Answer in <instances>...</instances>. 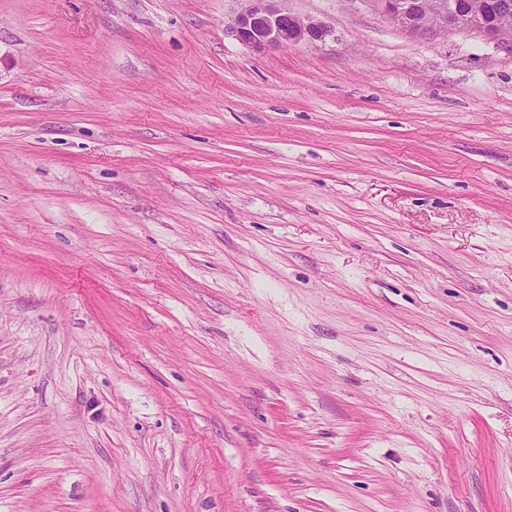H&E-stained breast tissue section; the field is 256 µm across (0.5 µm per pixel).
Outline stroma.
<instances>
[{"label":"stroma","mask_w":512,"mask_h":512,"mask_svg":"<svg viewBox=\"0 0 512 512\" xmlns=\"http://www.w3.org/2000/svg\"><path fill=\"white\" fill-rule=\"evenodd\" d=\"M284 6L0 0V512H512V38ZM244 6L228 26L241 43L255 47H288L325 41L328 27L318 20L301 19L281 7L284 0H239Z\"/></svg>","instance_id":"1"}]
</instances>
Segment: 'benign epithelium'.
I'll list each match as a JSON object with an SVG mask.
<instances>
[{
  "mask_svg": "<svg viewBox=\"0 0 512 512\" xmlns=\"http://www.w3.org/2000/svg\"><path fill=\"white\" fill-rule=\"evenodd\" d=\"M244 6L228 26L241 43L255 47H288L305 42L325 41L328 27L318 21L304 20L281 7L283 0H242ZM399 26L420 31L426 28L419 17L428 13L431 0H372ZM437 14L432 27L447 31L460 27L473 28L489 39L502 38L499 17L512 12V0H491L483 10L458 12L448 8V0H436Z\"/></svg>",
  "mask_w": 512,
  "mask_h": 512,
  "instance_id": "7a95c632",
  "label": "benign epithelium"
}]
</instances>
